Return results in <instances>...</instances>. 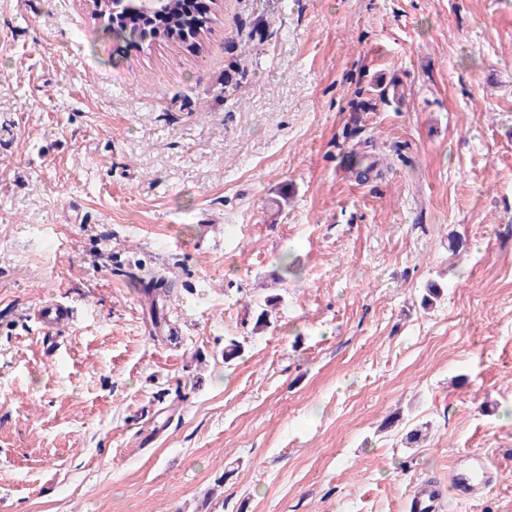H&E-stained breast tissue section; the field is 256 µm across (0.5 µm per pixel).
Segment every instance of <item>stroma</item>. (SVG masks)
Returning a JSON list of instances; mask_svg holds the SVG:
<instances>
[{"mask_svg": "<svg viewBox=\"0 0 512 512\" xmlns=\"http://www.w3.org/2000/svg\"><path fill=\"white\" fill-rule=\"evenodd\" d=\"M213 11L121 51L0 0V512H408L474 452L448 512H512V0ZM455 495L460 500H468L479 494L494 482V475L487 467L484 458L471 454L468 465L451 476Z\"/></svg>", "mask_w": 512, "mask_h": 512, "instance_id": "stroma-1", "label": "stroma"}]
</instances>
